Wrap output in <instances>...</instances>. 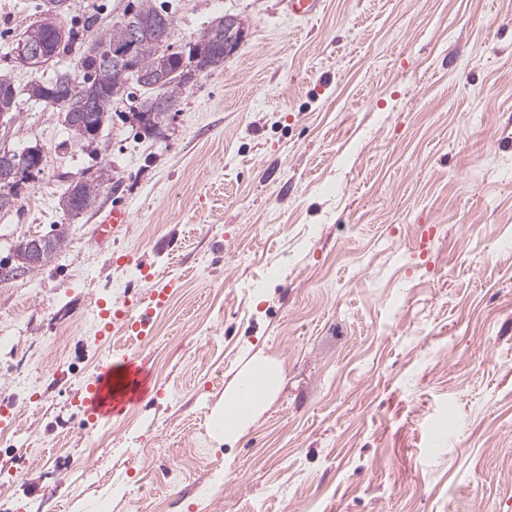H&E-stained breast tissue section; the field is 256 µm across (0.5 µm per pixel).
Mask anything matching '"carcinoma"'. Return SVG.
I'll use <instances>...</instances> for the list:
<instances>
[{
	"instance_id": "1",
	"label": "carcinoma",
	"mask_w": 512,
	"mask_h": 512,
	"mask_svg": "<svg viewBox=\"0 0 512 512\" xmlns=\"http://www.w3.org/2000/svg\"><path fill=\"white\" fill-rule=\"evenodd\" d=\"M71 7V0H43L41 14L45 15L53 10L64 19L70 14ZM163 16L168 18L170 13L156 5L155 0H137V5L132 8L127 19L113 24L93 44L83 48L77 44L76 36L71 30L61 39L55 28L42 19L30 24L17 40L14 50L25 49L30 44L41 46L47 54L41 61L43 65L75 53L78 55V65L83 77L77 81L68 72H57L45 82L29 85L26 89L28 98L60 107L63 122L72 135L80 140L91 141L93 134L99 132L109 119L112 102L124 96L128 90L127 84L112 68L109 55L112 50L128 45L132 26L139 24L150 27ZM223 54L222 17L211 21L185 51L159 53L154 46L147 44L135 53L137 69L128 73L126 78L146 94L141 103L144 129L153 132L165 116V113L155 110L157 102L164 101L173 105L179 101L183 90L187 88L182 74L186 68L192 66L197 56L219 57ZM18 98L19 91L11 76L0 73V113L18 111ZM40 160L42 153L39 148H26V154L13 161L12 178L6 183L0 181V196L17 197L20 182L39 169ZM111 192V170L103 165L91 179L69 186L59 205L65 212L77 216L94 209L100 198ZM65 241V230L61 229L53 234L48 238V243L37 261L24 267L25 272L39 269L51 262Z\"/></svg>"
}]
</instances>
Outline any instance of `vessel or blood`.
<instances>
[{
  "instance_id": "vessel-or-blood-1",
  "label": "vessel or blood",
  "mask_w": 512,
  "mask_h": 512,
  "mask_svg": "<svg viewBox=\"0 0 512 512\" xmlns=\"http://www.w3.org/2000/svg\"><path fill=\"white\" fill-rule=\"evenodd\" d=\"M126 334L144 336L149 332V322L129 310H116L110 321L104 322L101 332L109 334L114 328ZM150 375L144 363L133 357H123L102 368L87 384L82 404L90 419H106L118 414L131 404L141 401L149 389Z\"/></svg>"
}]
</instances>
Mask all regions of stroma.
<instances>
[{
	"mask_svg": "<svg viewBox=\"0 0 512 512\" xmlns=\"http://www.w3.org/2000/svg\"><path fill=\"white\" fill-rule=\"evenodd\" d=\"M42 0H0V72H76L12 48ZM108 30L137 0H71ZM175 49L219 15L239 49L155 134L115 101L94 142L21 99L0 145L41 149L0 211V261L65 229L52 262L0 282V512H512V0H157ZM115 188L72 217L68 186ZM129 224L100 242L114 206ZM148 336L99 333V303ZM150 392L109 420L81 407L124 355ZM281 386L233 443L209 416L252 356ZM140 447L137 458L126 451Z\"/></svg>",
	"mask_w": 512,
	"mask_h": 512,
	"instance_id": "obj_1",
	"label": "stroma"
}]
</instances>
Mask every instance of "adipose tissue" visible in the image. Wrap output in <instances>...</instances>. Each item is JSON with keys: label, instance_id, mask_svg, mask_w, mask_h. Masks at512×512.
<instances>
[{"label": "adipose tissue", "instance_id": "obj_1", "mask_svg": "<svg viewBox=\"0 0 512 512\" xmlns=\"http://www.w3.org/2000/svg\"><path fill=\"white\" fill-rule=\"evenodd\" d=\"M281 381V370L272 360L252 358L212 412L218 442L233 439L268 407Z\"/></svg>", "mask_w": 512, "mask_h": 512}]
</instances>
